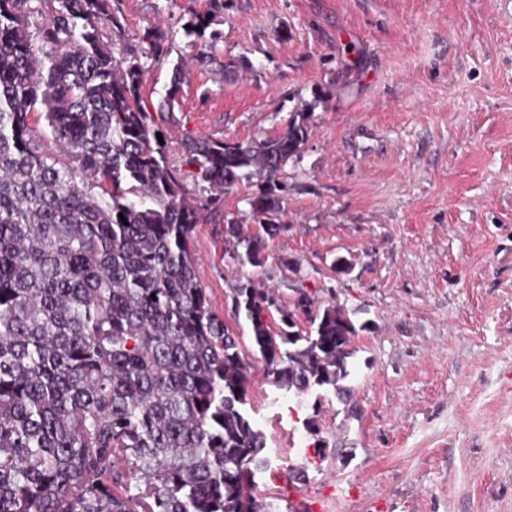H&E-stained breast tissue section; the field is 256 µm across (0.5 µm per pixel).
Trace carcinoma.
Masks as SVG:
<instances>
[{"instance_id":"cac0c4a2","label":"carcinoma","mask_w":512,"mask_h":512,"mask_svg":"<svg viewBox=\"0 0 512 512\" xmlns=\"http://www.w3.org/2000/svg\"><path fill=\"white\" fill-rule=\"evenodd\" d=\"M223 16L224 0H209L184 33L214 44ZM106 27L123 36L114 0H0V512H269L254 493L267 459L244 409L249 356L207 304L192 234L256 177L263 234L234 220L224 234L241 262L263 266L280 231L266 216L281 208L308 116L246 143L184 138L200 174L190 201L142 105L141 58H168L169 34L153 28L142 55L118 58ZM184 79L179 57L158 108L169 119ZM312 306L299 288L281 308L248 279L233 315L251 323L278 387L345 400L367 324L333 301Z\"/></svg>"}]
</instances>
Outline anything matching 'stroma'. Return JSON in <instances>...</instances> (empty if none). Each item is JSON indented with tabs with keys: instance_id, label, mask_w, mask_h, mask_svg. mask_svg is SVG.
Here are the masks:
<instances>
[{
	"instance_id": "obj_1",
	"label": "stroma",
	"mask_w": 512,
	"mask_h": 512,
	"mask_svg": "<svg viewBox=\"0 0 512 512\" xmlns=\"http://www.w3.org/2000/svg\"><path fill=\"white\" fill-rule=\"evenodd\" d=\"M118 2L116 49H143L157 24L191 63L164 129L189 195L184 137L248 142L310 115L263 267L223 233L229 216L258 229L255 185L194 229L197 280L244 353L232 304L249 279L286 308L299 287L335 301L361 327L346 404L297 397L252 360L257 495L274 512H512V0H225L209 48L182 31L208 0Z\"/></svg>"
}]
</instances>
